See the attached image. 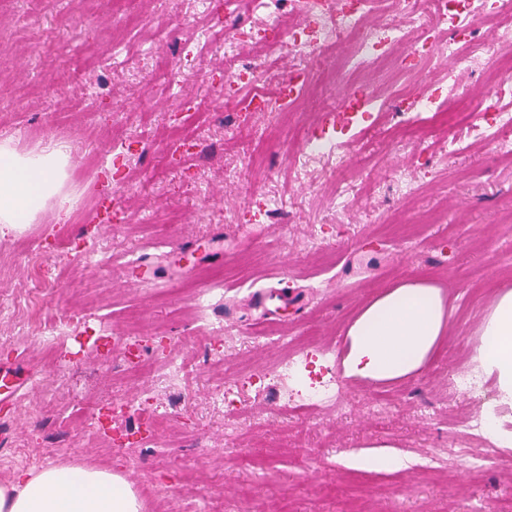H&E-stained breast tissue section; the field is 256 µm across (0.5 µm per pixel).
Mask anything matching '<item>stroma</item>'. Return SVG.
I'll return each instance as SVG.
<instances>
[{"label":"stroma","mask_w":512,"mask_h":512,"mask_svg":"<svg viewBox=\"0 0 512 512\" xmlns=\"http://www.w3.org/2000/svg\"><path fill=\"white\" fill-rule=\"evenodd\" d=\"M265 11L242 0L219 19L171 0H0V142L61 141L73 163L98 161L70 213L42 211L0 231V366L38 377L19 412L0 415V481L58 464L110 468L140 493L144 512H479L484 502L512 512V438L482 447L486 465L470 474L450 448L465 417L491 402L448 393L457 371L480 370L483 321L512 290V223L499 221L512 166L479 138L445 158L444 129L429 147L395 150L385 112L362 128L328 126L348 170L329 160L297 183L281 144L326 106H343L348 81L296 112L273 102L234 113L220 53L174 84L153 67L157 53L222 40L227 24L259 23ZM193 99L204 112L189 117L182 106ZM178 124L196 147L174 154L163 130ZM115 143L125 146L118 160ZM408 154L412 203L352 169L362 161L388 181ZM269 199L284 214L259 215ZM316 231L319 251L309 242ZM133 256L142 262L134 271ZM410 276L448 292L451 332L423 371L344 381L342 404L326 410L274 403L261 376L285 351L271 332L313 335L341 364L362 305ZM193 290L214 297L195 319ZM76 307L89 321L85 345L43 349L31 312L50 320ZM170 358L188 368L173 400ZM225 379L237 382L232 416L209 402ZM430 455L440 456L439 473L419 469ZM355 457L402 465L355 467Z\"/></svg>","instance_id":"35a3bbf8"}]
</instances>
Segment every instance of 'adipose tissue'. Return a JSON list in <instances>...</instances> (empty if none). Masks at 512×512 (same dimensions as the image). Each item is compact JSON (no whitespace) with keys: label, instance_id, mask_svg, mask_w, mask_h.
<instances>
[{"label":"adipose tissue","instance_id":"obj_1","mask_svg":"<svg viewBox=\"0 0 512 512\" xmlns=\"http://www.w3.org/2000/svg\"><path fill=\"white\" fill-rule=\"evenodd\" d=\"M67 146L53 144L18 153L0 145V228L30 223L50 199L62 195ZM448 325L440 287L413 276L375 298L350 324L342 360L353 382L400 379L430 360ZM487 344L478 361L497 376L499 391L512 398V290L498 296L483 323ZM0 512H143V500L121 474L108 468L59 465L0 481Z\"/></svg>","mask_w":512,"mask_h":512}]
</instances>
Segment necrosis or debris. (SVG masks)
Returning a JSON list of instances; mask_svg holds the SVG:
<instances>
[{
  "label": "necrosis or debris",
  "instance_id": "1",
  "mask_svg": "<svg viewBox=\"0 0 512 512\" xmlns=\"http://www.w3.org/2000/svg\"><path fill=\"white\" fill-rule=\"evenodd\" d=\"M264 18L265 29L281 31L275 50L287 52L292 65L283 80L288 95L282 109H292L309 89L308 65L342 40L352 43L341 68L352 78L351 96L366 98L359 78L376 68L395 81V148H403L420 124L418 114H430L438 124L448 125L449 153H456L464 136L489 131L498 159L512 161V110L497 103L512 98V0H272ZM491 20L493 34L484 36L483 20ZM255 36L254 28L232 24L224 29L221 50L226 66L225 100L238 112L249 111L239 99L240 86L253 88L273 81L274 74L261 58L243 57L240 48ZM452 59L447 88H434L405 110L409 80L422 76L433 60ZM480 69L488 76L486 105L475 100L455 79L458 70ZM307 355L295 353L270 372L273 398L293 401L306 408L337 405L342 401L338 382L331 374L307 380Z\"/></svg>",
  "mask_w": 512,
  "mask_h": 512
}]
</instances>
